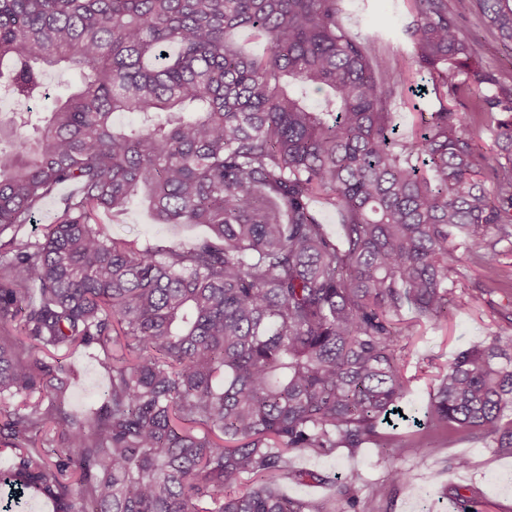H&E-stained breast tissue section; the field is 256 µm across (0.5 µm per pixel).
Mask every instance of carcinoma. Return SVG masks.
Instances as JSON below:
<instances>
[{
	"label": "carcinoma",
	"mask_w": 512,
	"mask_h": 512,
	"mask_svg": "<svg viewBox=\"0 0 512 512\" xmlns=\"http://www.w3.org/2000/svg\"><path fill=\"white\" fill-rule=\"evenodd\" d=\"M340 2L0 0L10 97L44 95L59 68L79 76L43 125L0 121V327L19 322L0 335L10 496L52 512H378L290 455L393 448L382 428L400 420L512 455V331L456 353L422 415L398 412L414 330L403 310L432 323L464 311L463 262L487 286L505 276L512 70L473 67L484 43L461 34L451 0H410L408 61L432 89L407 87L372 51L384 33L350 36ZM475 2L512 46V0ZM407 91L440 106L398 138ZM126 112L146 120L117 125ZM63 186L42 239L25 237ZM138 197L158 223L209 234L145 248L112 235L99 215ZM318 199L338 214L337 241ZM80 346L110 379L81 415L65 407L58 357ZM282 481L332 493L302 501Z\"/></svg>",
	"instance_id": "1"
}]
</instances>
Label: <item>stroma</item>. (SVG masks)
Returning <instances> with one entry per match:
<instances>
[{
	"mask_svg": "<svg viewBox=\"0 0 512 512\" xmlns=\"http://www.w3.org/2000/svg\"><path fill=\"white\" fill-rule=\"evenodd\" d=\"M453 6L462 31L484 40V65L511 68L512 49L483 30L474 0H453ZM409 9L407 0H343L341 22L358 38L366 37L375 28L389 29V36L377 43L375 50L386 61L401 65L411 52L400 33ZM111 230L115 236L137 240L144 247L186 243L207 232L201 225L156 223L147 206L139 202L114 217ZM456 279L457 293L469 303L467 311L437 325L422 324L406 345L407 373L414 381L403 399L405 410L422 408L428 401L434 376L448 360L472 342L498 332L503 315L512 313V290L483 291L478 267L460 265ZM63 363L74 373L67 409L82 411L99 405L108 378L97 352L81 347L68 353ZM411 433L405 424L394 429L393 434L401 439L403 447L393 455L371 446L355 454L340 448L329 457L297 453L291 464L301 470L349 478L358 497L377 495L381 512H461L457 501L461 494L476 501L477 512H512V456L497 453L483 440L455 441L443 445L435 455L424 456L410 448ZM456 455L468 457L467 468H449V457ZM395 468L408 474L409 491L389 485L388 475Z\"/></svg>",
	"mask_w": 512,
	"mask_h": 512,
	"instance_id": "obj_1",
	"label": "stroma"
}]
</instances>
